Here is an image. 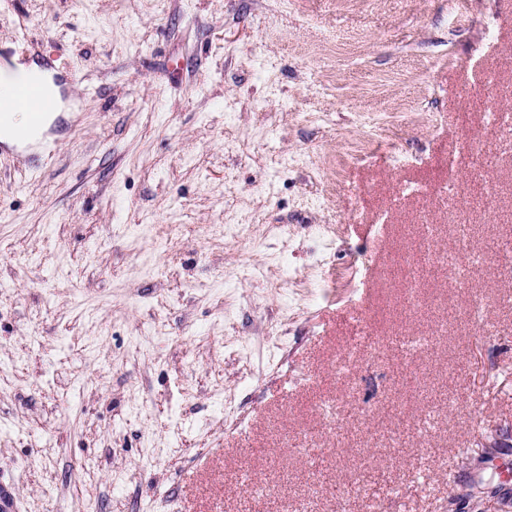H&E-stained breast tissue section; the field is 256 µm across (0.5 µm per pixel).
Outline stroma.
<instances>
[{
  "label": "stroma",
  "mask_w": 512,
  "mask_h": 512,
  "mask_svg": "<svg viewBox=\"0 0 512 512\" xmlns=\"http://www.w3.org/2000/svg\"><path fill=\"white\" fill-rule=\"evenodd\" d=\"M28 62L73 90L69 129L0 148L10 512H337L358 480L348 512H448L449 483L512 471L486 450L512 428V280L443 273L411 311L389 266L421 222L454 243L450 176L474 246L512 240V143L488 121L512 112V0L458 23L448 0H0V85ZM398 110L438 128L337 165Z\"/></svg>",
  "instance_id": "35a3bbf8"
}]
</instances>
